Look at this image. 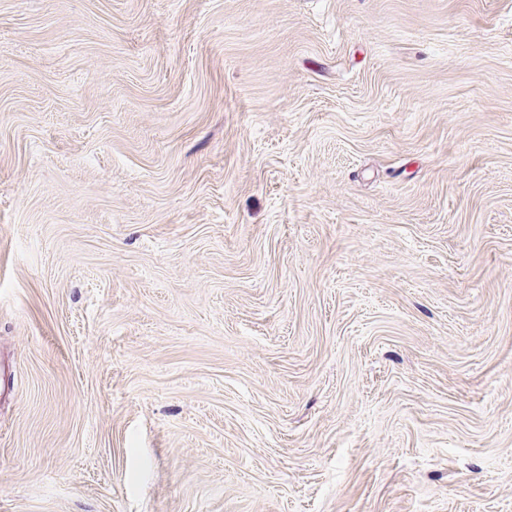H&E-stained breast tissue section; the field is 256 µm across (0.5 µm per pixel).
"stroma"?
Returning a JSON list of instances; mask_svg holds the SVG:
<instances>
[{
    "label": "stroma",
    "instance_id": "1",
    "mask_svg": "<svg viewBox=\"0 0 512 512\" xmlns=\"http://www.w3.org/2000/svg\"><path fill=\"white\" fill-rule=\"evenodd\" d=\"M0 512H512V0H0Z\"/></svg>",
    "mask_w": 512,
    "mask_h": 512
}]
</instances>
